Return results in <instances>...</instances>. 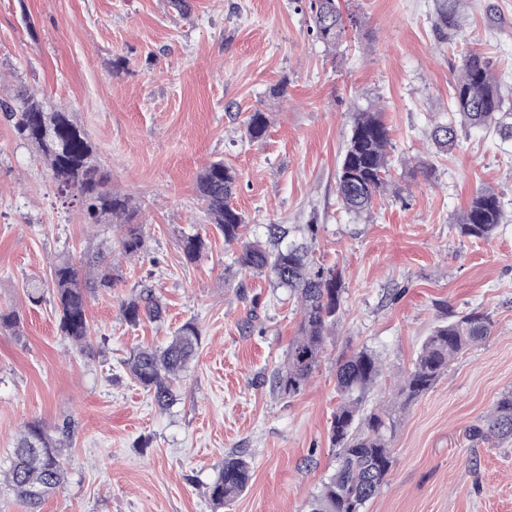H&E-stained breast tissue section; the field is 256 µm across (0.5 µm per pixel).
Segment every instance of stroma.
Returning a JSON list of instances; mask_svg holds the SVG:
<instances>
[{"instance_id":"1","label":"stroma","mask_w":512,"mask_h":512,"mask_svg":"<svg viewBox=\"0 0 512 512\" xmlns=\"http://www.w3.org/2000/svg\"><path fill=\"white\" fill-rule=\"evenodd\" d=\"M0 0V99L28 86L71 112L144 225V247L118 252L110 224H86L63 204L38 150L0 122V463L24 425L73 424L63 484L43 512H307L336 464L329 439L346 347L378 354L388 374L368 406L390 400L430 329L449 314L489 313L485 343L455 360L400 413L388 482L365 512H512V441L481 440L480 424L512 389V144L462 130L449 153L429 132L447 119L461 52L487 56L512 94V0H462L467 24L438 38L435 0H347L353 25L336 46L312 38L302 0ZM383 104L392 182L370 212L346 213L336 167L352 112ZM269 115L264 139L245 120ZM433 164L432 177L410 163ZM221 160L237 174L231 199L249 238L282 224L316 225L315 256L340 270L343 317L296 396L262 384L286 357L300 321L294 299L234 262L199 198V173ZM493 190L505 220L490 240L461 234L476 192ZM206 246L195 262L184 236ZM109 252L118 277L92 296L93 353L62 336L51 293L30 302L61 256ZM161 295L159 322L126 323L121 303L142 285ZM201 345L159 409L123 367L133 350L164 345L186 321ZM253 476L215 508L208 487L226 455Z\"/></svg>"}]
</instances>
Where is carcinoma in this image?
Listing matches in <instances>:
<instances>
[{
	"label": "carcinoma",
	"mask_w": 512,
	"mask_h": 512,
	"mask_svg": "<svg viewBox=\"0 0 512 512\" xmlns=\"http://www.w3.org/2000/svg\"><path fill=\"white\" fill-rule=\"evenodd\" d=\"M312 36L330 47L343 37L346 25L340 0H307ZM461 0H436L435 31L449 39L460 32L465 17ZM451 117L436 122L431 141L436 150L448 152L458 143V114L464 125L484 127L503 141L512 140V101L500 91V82L487 57L479 52L460 54L458 73L451 83ZM0 117L15 136L35 145L56 180L61 196L72 195L87 224H117L123 228L118 241L124 255L143 248L141 225L134 223L137 210L130 197L106 189L109 176L97 162L96 152L83 130L62 108L48 111L36 94L20 88L9 101L0 102ZM266 113L257 109L246 119V133L253 141L264 138ZM390 129L383 109L370 106L353 112L351 133L336 175V192L350 214L370 211L374 199L391 183ZM236 172L224 161H214L198 175L197 190L210 223L224 234V242L238 246L235 263L257 274L269 275L275 287L286 288L299 308V335L289 344L286 359L270 378L272 389L295 395L308 382L324 352L328 336L340 319L344 286L336 269L317 263L305 242L281 247L288 230L281 224L268 225V245L251 241L245 234V218L231 204ZM500 198L484 190L473 198L463 213L459 228L463 235L489 240L503 223ZM205 249L198 234L182 239L185 259L195 261ZM116 285L112 263L102 252L86 255L81 266L69 257L59 258L51 270V287L58 311L59 328L81 352H93L91 329L86 315L92 294L110 291ZM125 321L135 327L143 320L157 322L164 307L152 288H142L122 302ZM21 318L14 309H0V329L20 334ZM493 331L489 315L471 311L436 325L425 338L412 365L394 391L391 405L364 408L363 395L383 373L378 355L362 348L343 356L336 371L340 402L329 428L336 448V466L311 496L308 512H364L366 504L385 484L392 468L391 442L397 428V409L410 405L433 388L449 365L461 354L485 342ZM201 332L192 321L181 325L162 348L134 351L125 366L132 379L147 390L158 407L175 401L173 387L179 384L189 362L198 352ZM476 436L512 438V389L503 392L491 406ZM71 423L55 427V434L40 423L25 426L4 469L11 489L29 512H41L45 498L63 483L65 452L71 443ZM251 463L241 454L224 458L209 486L216 506L234 501L247 488Z\"/></svg>",
	"instance_id": "carcinoma-1"
}]
</instances>
